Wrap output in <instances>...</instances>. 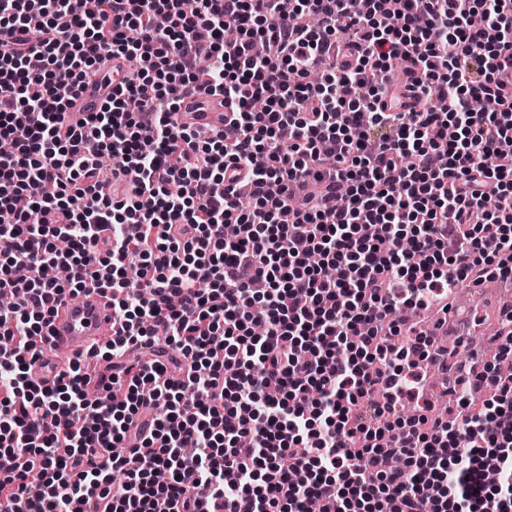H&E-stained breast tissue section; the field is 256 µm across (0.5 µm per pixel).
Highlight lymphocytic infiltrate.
Instances as JSON below:
<instances>
[{"mask_svg":"<svg viewBox=\"0 0 512 512\" xmlns=\"http://www.w3.org/2000/svg\"><path fill=\"white\" fill-rule=\"evenodd\" d=\"M202 91L203 140L170 119ZM0 138V512H512L511 377L396 410L439 352L410 312L512 280V0H0ZM88 280L111 373L35 381ZM128 67V62L121 57L112 58V64L107 70V73H101L98 77L96 85H90L89 89L76 101V104L67 112L64 117V122L67 125H72L85 117L83 112H95L101 104L102 99L112 88V81L115 84L122 80ZM110 85L105 89L106 83ZM102 88L99 91V88ZM171 119L178 127L221 128L224 126L223 97L207 93L197 97H185L177 111L171 115Z\"/></svg>","mask_w":512,"mask_h":512,"instance_id":"1","label":"lymphocytic infiltrate"}]
</instances>
